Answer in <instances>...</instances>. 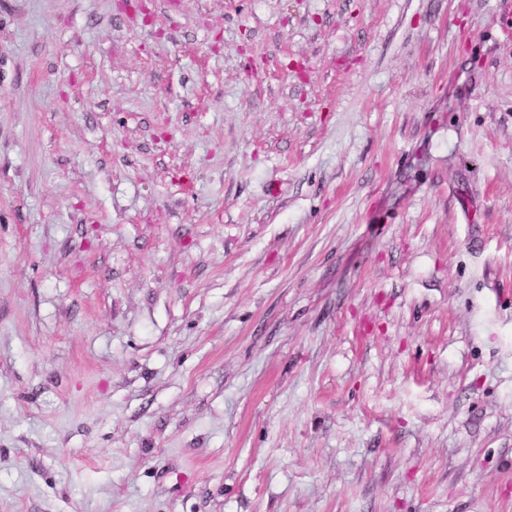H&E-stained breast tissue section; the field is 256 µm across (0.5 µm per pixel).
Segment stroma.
<instances>
[{"instance_id":"stroma-1","label":"stroma","mask_w":512,"mask_h":512,"mask_svg":"<svg viewBox=\"0 0 512 512\" xmlns=\"http://www.w3.org/2000/svg\"><path fill=\"white\" fill-rule=\"evenodd\" d=\"M0 512H512V0H0Z\"/></svg>"}]
</instances>
